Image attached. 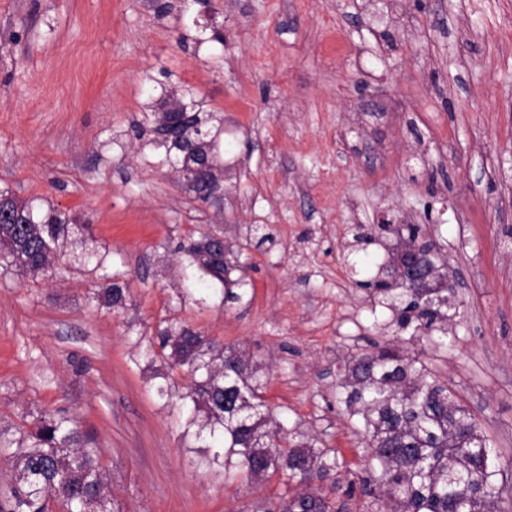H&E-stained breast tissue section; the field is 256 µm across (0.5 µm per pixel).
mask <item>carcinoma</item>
Wrapping results in <instances>:
<instances>
[{
  "instance_id": "carcinoma-1",
  "label": "carcinoma",
  "mask_w": 512,
  "mask_h": 512,
  "mask_svg": "<svg viewBox=\"0 0 512 512\" xmlns=\"http://www.w3.org/2000/svg\"><path fill=\"white\" fill-rule=\"evenodd\" d=\"M187 108L185 114L152 112L147 122L153 143L163 150L162 162L204 206L200 189L182 171L207 167L219 176L210 192L224 198V117L208 110L202 98H190ZM420 232L416 224L394 228L400 248L366 285L396 313L399 328L436 330L443 342L453 319L454 289L448 287L447 260ZM214 234L201 228L198 238L179 244L185 288L140 350L148 363L163 353L171 360L170 371L160 375L157 398L175 416L183 447L250 482L275 474L287 478L278 501L254 512H340L314 485L329 478L336 485L337 458L296 440L277 419L262 396L265 375L245 350L205 336L179 316L191 304L213 300L222 307L245 294V267L210 258L207 241ZM414 246L421 249L420 267L437 274L424 288H412L396 275ZM63 259L98 275L88 299L113 312L127 306L124 274L110 271V251L94 243L88 225L74 223L43 197L20 199L1 188L0 277L53 276ZM177 368L180 379L172 375ZM339 387L350 415L360 417L368 474L363 490L379 502L376 512H512L504 506L501 470L478 422L420 357L375 343L345 362ZM0 448L14 449L10 495L0 502V512H47L51 501L65 512H96L99 500L111 503L99 449L60 410H39L13 433L0 430Z\"/></svg>"
}]
</instances>
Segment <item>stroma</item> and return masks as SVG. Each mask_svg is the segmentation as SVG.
<instances>
[{
  "label": "stroma",
  "mask_w": 512,
  "mask_h": 512,
  "mask_svg": "<svg viewBox=\"0 0 512 512\" xmlns=\"http://www.w3.org/2000/svg\"><path fill=\"white\" fill-rule=\"evenodd\" d=\"M199 22L223 42L181 43ZM165 87L224 115L222 209L192 202L136 133ZM0 187L90 225L130 281L111 314L70 267L0 280V428L75 416L121 512H253L285 490L182 448L152 388L167 364L134 362L183 284L165 245L206 226L250 286L184 319L246 350L341 480L364 448L340 369L396 340L474 415L512 500V0H0ZM384 220L421 225L448 260L446 346L355 284L356 229Z\"/></svg>",
  "instance_id": "35a3bbf8"
}]
</instances>
